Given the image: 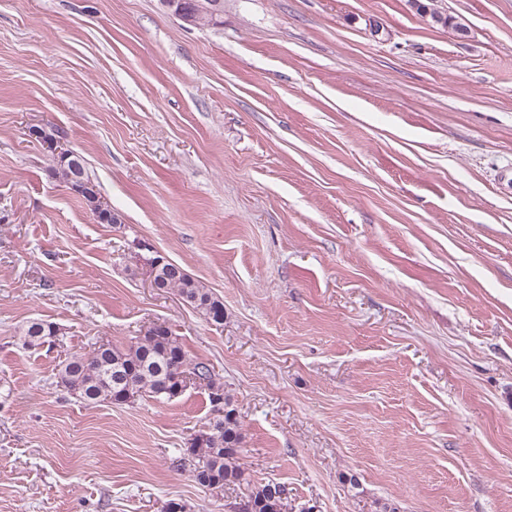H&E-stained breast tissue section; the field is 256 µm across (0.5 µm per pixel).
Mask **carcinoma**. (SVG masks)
<instances>
[{
	"label": "carcinoma",
	"instance_id": "1",
	"mask_svg": "<svg viewBox=\"0 0 512 512\" xmlns=\"http://www.w3.org/2000/svg\"><path fill=\"white\" fill-rule=\"evenodd\" d=\"M417 12L444 27L456 31L462 28L452 17L424 2ZM156 284L162 292H177L206 321L220 324L224 320V305L183 268L176 272L158 270ZM52 326L53 323L42 320L28 322L20 333L22 345L36 348L52 342ZM186 374L205 384L209 400L222 397L225 408L224 416L216 414L208 419L188 448L189 454L198 460L195 481L210 489L238 486L246 481L240 464L243 437L231 398L208 365L189 358L180 338L171 329H166L163 336L147 332L123 345L108 342L94 346L86 354L74 355L59 365L56 384L88 404H124L143 396L169 401L172 399L169 391ZM283 492L277 483H261L250 491L238 512H282Z\"/></svg>",
	"mask_w": 512,
	"mask_h": 512
}]
</instances>
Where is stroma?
<instances>
[{
  "label": "stroma",
  "mask_w": 512,
  "mask_h": 512,
  "mask_svg": "<svg viewBox=\"0 0 512 512\" xmlns=\"http://www.w3.org/2000/svg\"><path fill=\"white\" fill-rule=\"evenodd\" d=\"M0 0V512H512V0ZM59 129L118 223L51 174ZM162 255L224 305L151 288ZM57 324L56 347L20 330ZM169 327L206 387L86 404L67 357ZM47 321H29L20 333L22 345L25 348H36L52 342V326ZM281 485L273 482L260 483L250 491L245 502L240 504L239 512H282Z\"/></svg>",
  "instance_id": "obj_1"
}]
</instances>
